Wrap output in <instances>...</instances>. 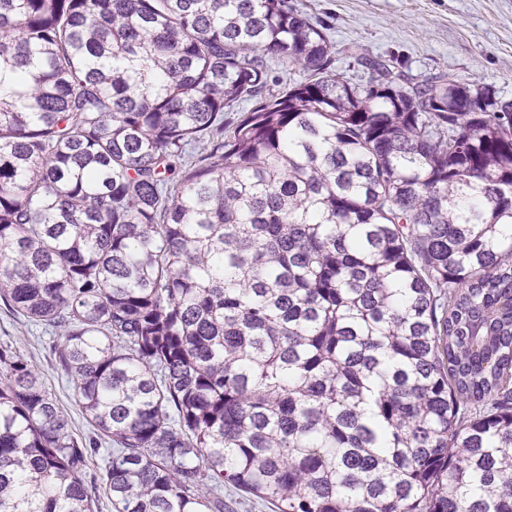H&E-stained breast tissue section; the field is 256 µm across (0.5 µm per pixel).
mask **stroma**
Here are the masks:
<instances>
[{
	"instance_id": "1",
	"label": "stroma",
	"mask_w": 512,
	"mask_h": 512,
	"mask_svg": "<svg viewBox=\"0 0 512 512\" xmlns=\"http://www.w3.org/2000/svg\"><path fill=\"white\" fill-rule=\"evenodd\" d=\"M319 20L335 42L334 69L356 83L368 72L361 56L395 58L417 83L447 72L487 83L512 100V0H294ZM19 347L41 372L77 436L88 424L67 376L52 353V334L0 303V343Z\"/></svg>"
}]
</instances>
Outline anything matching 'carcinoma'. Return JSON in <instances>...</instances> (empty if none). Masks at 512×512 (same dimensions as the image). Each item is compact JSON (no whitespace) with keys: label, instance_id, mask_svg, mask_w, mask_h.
<instances>
[{"label":"carcinoma","instance_id":"1","mask_svg":"<svg viewBox=\"0 0 512 512\" xmlns=\"http://www.w3.org/2000/svg\"><path fill=\"white\" fill-rule=\"evenodd\" d=\"M335 57L291 0H0V300L95 434L1 344L0 512H512V101ZM52 336L51 332L31 324L0 301V343H12L32 360L59 404L70 414L74 433L83 437L88 435V424L74 401L72 384L56 365L51 349Z\"/></svg>","mask_w":512,"mask_h":512}]
</instances>
